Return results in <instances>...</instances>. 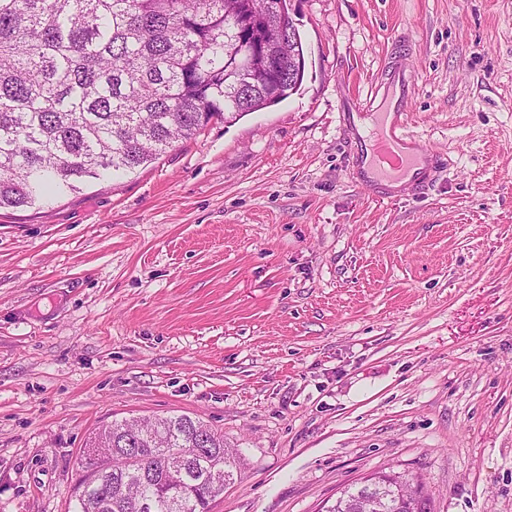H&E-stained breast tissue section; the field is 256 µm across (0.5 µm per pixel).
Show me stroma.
Returning <instances> with one entry per match:
<instances>
[{"instance_id": "35a3bbf8", "label": "stroma", "mask_w": 512, "mask_h": 512, "mask_svg": "<svg viewBox=\"0 0 512 512\" xmlns=\"http://www.w3.org/2000/svg\"><path fill=\"white\" fill-rule=\"evenodd\" d=\"M301 90L118 179L0 211V512H75L87 438L187 415L210 512H326L375 473L512 512V0H291ZM447 170L378 202L342 114L394 47Z\"/></svg>"}]
</instances>
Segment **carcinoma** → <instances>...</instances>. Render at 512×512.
<instances>
[{
    "instance_id": "1",
    "label": "carcinoma",
    "mask_w": 512,
    "mask_h": 512,
    "mask_svg": "<svg viewBox=\"0 0 512 512\" xmlns=\"http://www.w3.org/2000/svg\"><path fill=\"white\" fill-rule=\"evenodd\" d=\"M288 0H0V209L33 207L160 158L213 119L300 91L306 73L268 55ZM140 449L91 472L80 512H207L236 468L224 435L187 415L113 421L92 438ZM172 448L183 467L165 469Z\"/></svg>"
}]
</instances>
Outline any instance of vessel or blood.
Segmentation results:
<instances>
[{
  "instance_id": "vessel-or-blood-1",
  "label": "vessel or blood",
  "mask_w": 512,
  "mask_h": 512,
  "mask_svg": "<svg viewBox=\"0 0 512 512\" xmlns=\"http://www.w3.org/2000/svg\"><path fill=\"white\" fill-rule=\"evenodd\" d=\"M415 75L392 57L384 78L360 108L343 115L348 166L353 182L378 200L423 194L446 169L445 160L425 153L406 126Z\"/></svg>"
}]
</instances>
